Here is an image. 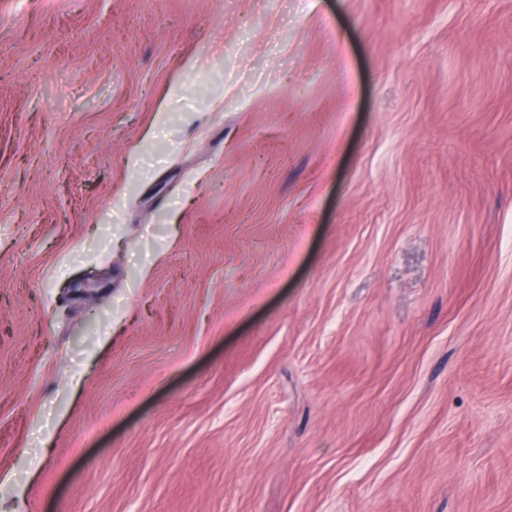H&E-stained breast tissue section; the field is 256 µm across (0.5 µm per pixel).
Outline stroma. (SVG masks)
Masks as SVG:
<instances>
[{
  "label": "stroma",
  "instance_id": "stroma-1",
  "mask_svg": "<svg viewBox=\"0 0 512 512\" xmlns=\"http://www.w3.org/2000/svg\"><path fill=\"white\" fill-rule=\"evenodd\" d=\"M0 512H512V0H0Z\"/></svg>",
  "mask_w": 512,
  "mask_h": 512
}]
</instances>
